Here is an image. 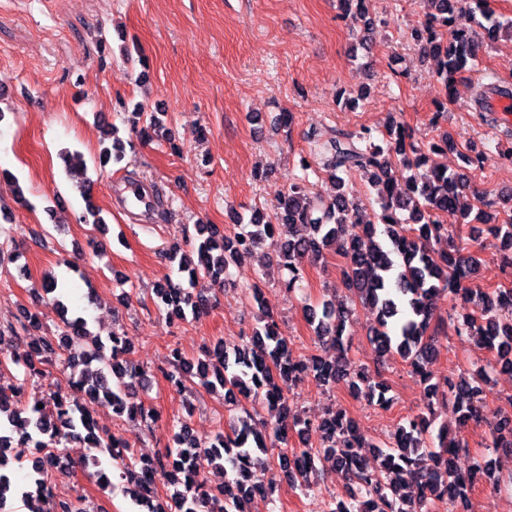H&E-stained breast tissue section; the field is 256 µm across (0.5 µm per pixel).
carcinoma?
<instances>
[{
  "label": "carcinoma",
  "instance_id": "obj_1",
  "mask_svg": "<svg viewBox=\"0 0 512 512\" xmlns=\"http://www.w3.org/2000/svg\"><path fill=\"white\" fill-rule=\"evenodd\" d=\"M420 3L425 24L411 32V39L437 61V77L445 85L457 74L479 67V46L465 20L483 27L490 40L500 33L512 38V19L494 16L487 0H466V9L458 6V0ZM452 145V139L443 134L424 147L417 146L405 125L394 122L382 128L364 127L354 135L338 133L317 146L322 166L337 187L330 200L313 192L309 177L317 170L303 158V175L289 184L275 221L253 216L230 236L212 231L192 245L197 260L176 245L169 251V260L178 263L189 283L202 277L220 285L232 264L268 242L288 270L284 285L291 290L301 278L306 256L319 257L339 246L345 259L344 287L376 312L378 327L371 338L376 355L400 357L424 385L426 410L432 411L435 399L447 400L464 426L483 415L484 390L479 379L462 374L448 376L442 386L430 383L427 366L436 350V332L431 330L434 300L446 292L478 302L477 309L454 329L496 354L493 369L512 371V288L490 292L480 287L483 260L467 250L462 235L448 234V225L438 217L457 212L460 223L481 224L477 232L500 240L501 250L511 253L508 264L512 266V197H502L503 207L511 211L502 221L491 219L479 197L476 208L461 207L469 188L468 172L477 168L478 157L459 151L454 169L421 171L427 154L445 152ZM124 155V144L115 139L100 147L99 167L119 163ZM66 163L70 174L80 178L76 187L97 229L104 220L92 201L94 183L83 177L86 163L78 153L66 156ZM351 172L366 175L376 193L379 213L373 223L363 222L358 204L344 190L343 175ZM442 237L447 248L432 249L430 241ZM246 292L257 306L259 319L247 340L217 342L190 375L181 370L182 352L173 348L169 351L172 370L165 373L176 387L192 377L208 389H223L229 404L242 412L237 424L231 432L202 443L183 423L174 435L175 447L153 458L136 457L122 438L101 432L90 415L68 403L71 392H83L112 407L116 416L139 420L149 430L158 422L159 412L134 396L133 388L145 369L133 357L123 334L114 331L104 341L92 335L83 318H65L58 335L38 337L12 355L10 362L23 367L25 377L7 390L0 388V512L17 498L29 512H88L82 498L58 496L52 490L49 448L68 439L82 441L94 451L89 459L95 468L91 477L103 488L112 486V481L99 454L109 456L120 470L121 490L136 512H248L246 501L259 487L252 471L257 465H277L283 477L306 492L316 472L315 462L331 464L344 481L345 493L328 502L325 512H432L431 505L437 502L465 506L476 475L492 477L490 460L476 462L468 473L459 471L453 458L464 444L448 440L441 430L431 436L430 420L422 413L398 424L385 448L367 440L357 422L341 410L315 422L296 415L290 425L300 434L316 435L319 446L288 453V430L279 423L256 424L242 400L262 396L274 414L287 413L291 410L287 392L309 375L325 386L346 377L354 394L381 406L391 403L386 397L388 387L350 364L344 339L347 306L326 301L321 311L309 310L308 321L318 340L336 346L338 356L302 359L270 313L263 289L255 284ZM155 295L171 319L197 314L204 306L202 297L180 281H165ZM57 362L70 370L65 383L51 390L41 408L24 403L28 381L43 375L44 366ZM16 437L38 449L26 464L23 484L15 481V469L6 468L5 463L9 442ZM491 440V447L512 456V420L496 422ZM365 448L377 449L376 464L363 458ZM274 450L277 461L260 458ZM206 464L223 472L222 486L208 485L203 477ZM160 477L174 486L167 501L155 493Z\"/></svg>",
  "mask_w": 512,
  "mask_h": 512
}]
</instances>
